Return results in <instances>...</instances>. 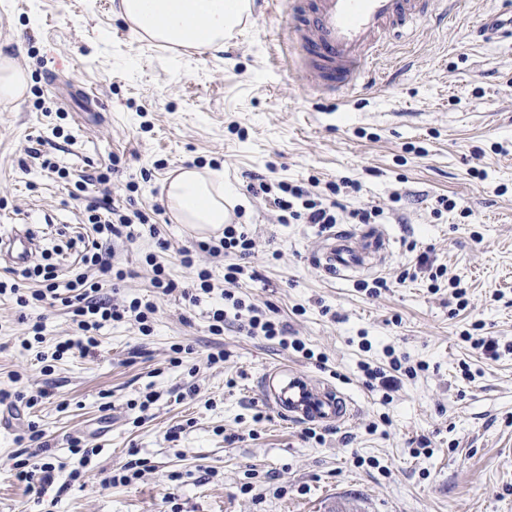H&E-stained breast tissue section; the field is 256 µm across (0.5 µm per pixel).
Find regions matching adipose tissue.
Segmentation results:
<instances>
[{
    "label": "adipose tissue",
    "mask_w": 512,
    "mask_h": 512,
    "mask_svg": "<svg viewBox=\"0 0 512 512\" xmlns=\"http://www.w3.org/2000/svg\"><path fill=\"white\" fill-rule=\"evenodd\" d=\"M248 10V0H120L119 16L142 40L204 53L223 49ZM166 199L176 223L215 232L229 221L221 171L195 166L172 171Z\"/></svg>",
    "instance_id": "obj_1"
}]
</instances>
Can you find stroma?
I'll use <instances>...</instances> for the list:
<instances>
[{
    "label": "stroma",
    "mask_w": 512,
    "mask_h": 512,
    "mask_svg": "<svg viewBox=\"0 0 512 512\" xmlns=\"http://www.w3.org/2000/svg\"><path fill=\"white\" fill-rule=\"evenodd\" d=\"M119 4L0 0V52L29 74L22 99L0 102V235L25 215L36 263L69 278L96 239L92 212L165 205L170 172L198 166L234 187L231 221L247 226L255 249L244 260L201 254L193 270L179 250L202 237L184 224L162 225L157 239L99 241L127 274L115 302L147 297L151 253L179 284L208 270L212 289L194 304L158 297L148 336L131 319L105 323L85 356L45 359L80 336L68 307L0 297V388L38 399L0 404V512H38L15 468L32 423L58 467L42 491L53 512H512V353L495 359L462 339L478 320L483 335L512 344V39L483 27L512 0H460L452 22L428 18L345 99L305 90L284 32L288 0H251L214 54L139 41ZM253 175L321 193L359 183L337 197L342 226L361 232L351 212L381 208L376 222L392 239L381 271L325 274L323 233L281 223L270 199L248 192ZM442 197L457 206L434 215ZM423 252L447 269L439 291L426 277L400 278ZM237 262L247 274L236 296L273 308L315 359L235 323L211 333L224 268ZM378 275L388 281L380 296L359 291ZM452 278L467 290L465 310ZM27 317L41 320L42 342L28 340ZM176 344L191 348L179 365ZM219 350L223 364H209ZM394 356L425 369L387 399L362 367ZM283 362L346 393L350 420L316 441L267 408L260 378ZM149 393L156 402L140 410ZM74 438L92 451L87 465L69 451ZM137 459L138 479L102 486Z\"/></svg>",
    "instance_id": "1"
}]
</instances>
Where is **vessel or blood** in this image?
<instances>
[{"label":"vessel or blood","mask_w":512,"mask_h":512,"mask_svg":"<svg viewBox=\"0 0 512 512\" xmlns=\"http://www.w3.org/2000/svg\"><path fill=\"white\" fill-rule=\"evenodd\" d=\"M430 0H291L296 45L306 84L319 93L349 96L364 88L388 53V38H401L427 14ZM319 262L336 277L361 267L367 257L383 258L385 230L368 228L360 237L340 230L328 235ZM37 248L27 231L0 236V258L8 266L27 264ZM265 399L285 420L307 424L342 423L353 414L351 401L337 388L291 366L267 370L261 380Z\"/></svg>","instance_id":"vessel-or-blood-1"}]
</instances>
